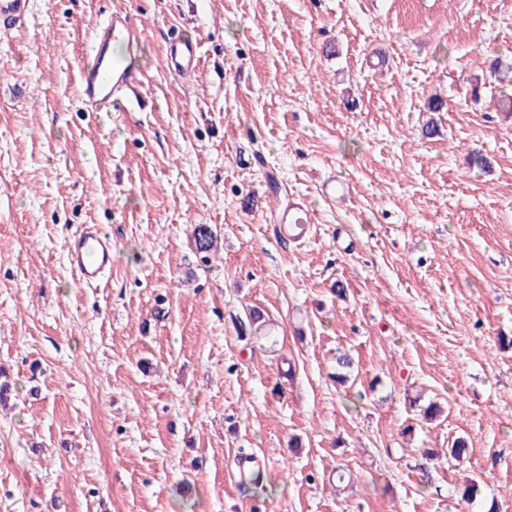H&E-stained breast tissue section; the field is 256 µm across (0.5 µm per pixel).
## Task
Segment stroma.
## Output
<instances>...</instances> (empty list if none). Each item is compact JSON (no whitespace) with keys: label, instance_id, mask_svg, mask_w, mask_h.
Segmentation results:
<instances>
[{"label":"stroma","instance_id":"obj_1","mask_svg":"<svg viewBox=\"0 0 512 512\" xmlns=\"http://www.w3.org/2000/svg\"><path fill=\"white\" fill-rule=\"evenodd\" d=\"M121 4L134 112L77 94L104 0H38L0 36V512H512V79L489 76L512 0ZM173 33L200 47L185 80ZM282 195L314 212L301 241ZM92 224L112 268L85 286L65 247ZM254 307L270 339L238 338ZM458 437L467 459L425 466ZM194 246L196 252L208 260V255L214 250L216 236L213 229L207 224H197L194 229Z\"/></svg>","mask_w":512,"mask_h":512}]
</instances>
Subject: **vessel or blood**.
Instances as JSON below:
<instances>
[{
	"label": "vessel or blood",
	"mask_w": 512,
	"mask_h": 512,
	"mask_svg": "<svg viewBox=\"0 0 512 512\" xmlns=\"http://www.w3.org/2000/svg\"><path fill=\"white\" fill-rule=\"evenodd\" d=\"M34 5L35 0H0V33L21 28L32 16ZM141 33L137 19L126 10L113 7L97 17L90 47L91 60L79 68L76 84L89 111L118 112L131 103L141 84L140 69L134 59L119 57L115 49L137 41ZM167 63L169 72L176 76L194 72L200 63L198 45L171 40ZM278 222L284 237L298 239L312 224V211L304 200H286L281 204ZM66 252L73 274L85 285L100 281L112 266V240L94 227L71 236Z\"/></svg>",
	"instance_id": "obj_1"
}]
</instances>
